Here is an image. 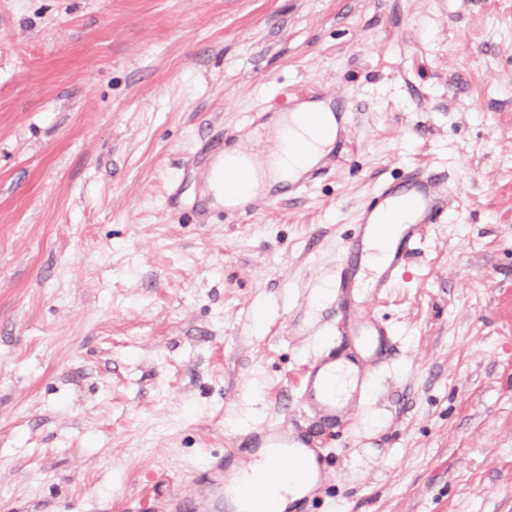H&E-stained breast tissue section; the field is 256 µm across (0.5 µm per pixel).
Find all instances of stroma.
<instances>
[{
    "mask_svg": "<svg viewBox=\"0 0 512 512\" xmlns=\"http://www.w3.org/2000/svg\"><path fill=\"white\" fill-rule=\"evenodd\" d=\"M313 86L350 116L326 173L196 223L194 152ZM405 165L448 215L330 436L283 402ZM275 419L332 451L312 512H512V0H0V512H123Z\"/></svg>",
    "mask_w": 512,
    "mask_h": 512,
    "instance_id": "1",
    "label": "stroma"
}]
</instances>
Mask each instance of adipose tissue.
<instances>
[{
	"mask_svg": "<svg viewBox=\"0 0 512 512\" xmlns=\"http://www.w3.org/2000/svg\"><path fill=\"white\" fill-rule=\"evenodd\" d=\"M335 128L333 115L326 113L319 114L314 123L300 125L298 134L307 144L305 153L288 159L280 151H273L243 174L235 187L236 193L254 196L273 185L296 181L330 149L336 138Z\"/></svg>",
	"mask_w": 512,
	"mask_h": 512,
	"instance_id": "1",
	"label": "adipose tissue"
}]
</instances>
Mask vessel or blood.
<instances>
[{
	"label": "vessel or blood",
	"mask_w": 512,
	"mask_h": 512,
	"mask_svg": "<svg viewBox=\"0 0 512 512\" xmlns=\"http://www.w3.org/2000/svg\"><path fill=\"white\" fill-rule=\"evenodd\" d=\"M191 163L201 176L198 205L240 221L258 208L257 197L224 199V182L239 165L225 166L224 149L206 145ZM439 170L408 167L396 181L382 183L362 208L355 232L346 242L331 300L336 321L331 342L321 345L307 363L296 405L322 424L336 425L349 403H364L371 375L394 359L399 340L386 321L363 315L367 298L383 299L397 282L410 255L424 241L433 218L446 207L439 189ZM262 461L266 470L287 473L294 491L288 512H309L323 490L324 464L329 456L309 435L289 431L282 422H263L240 435L234 447L213 456L193 492L172 488L152 499L130 497L126 512H254L253 492L244 481L228 480L238 456Z\"/></svg>",
	"instance_id": "obj_1"
}]
</instances>
